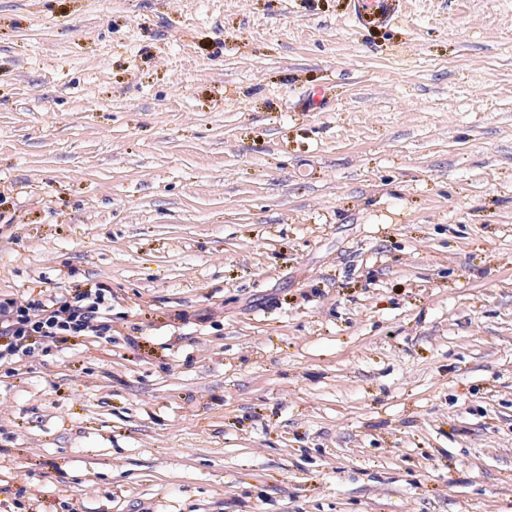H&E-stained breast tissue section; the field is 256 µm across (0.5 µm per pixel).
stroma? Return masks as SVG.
Listing matches in <instances>:
<instances>
[{
	"mask_svg": "<svg viewBox=\"0 0 512 512\" xmlns=\"http://www.w3.org/2000/svg\"><path fill=\"white\" fill-rule=\"evenodd\" d=\"M82 282L0 512H512V0H0V299ZM352 17L360 28H386L397 22L401 0H352Z\"/></svg>",
	"mask_w": 512,
	"mask_h": 512,
	"instance_id": "obj_1",
	"label": "stroma"
}]
</instances>
